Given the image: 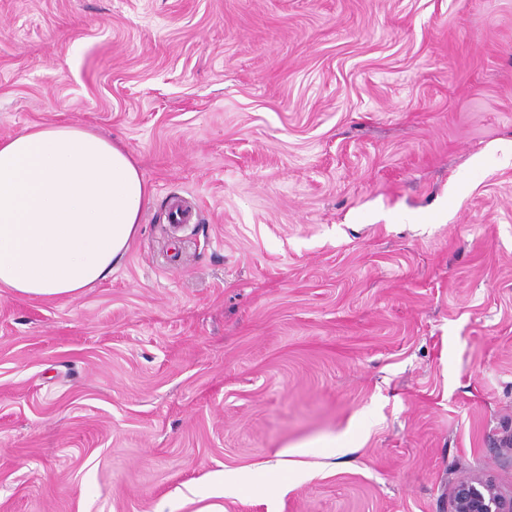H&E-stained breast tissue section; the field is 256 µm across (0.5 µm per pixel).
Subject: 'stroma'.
Segmentation results:
<instances>
[{"label": "stroma", "mask_w": 512, "mask_h": 512, "mask_svg": "<svg viewBox=\"0 0 512 512\" xmlns=\"http://www.w3.org/2000/svg\"><path fill=\"white\" fill-rule=\"evenodd\" d=\"M55 122L153 199L81 298L0 289V512L512 493V0H0V138Z\"/></svg>", "instance_id": "obj_1"}]
</instances>
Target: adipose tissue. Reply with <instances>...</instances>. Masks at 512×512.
I'll return each instance as SVG.
<instances>
[{
    "mask_svg": "<svg viewBox=\"0 0 512 512\" xmlns=\"http://www.w3.org/2000/svg\"><path fill=\"white\" fill-rule=\"evenodd\" d=\"M150 199L132 156L91 129L59 122L0 139V288L74 299L108 280Z\"/></svg>",
    "mask_w": 512,
    "mask_h": 512,
    "instance_id": "ef3b65f1",
    "label": "adipose tissue"
}]
</instances>
